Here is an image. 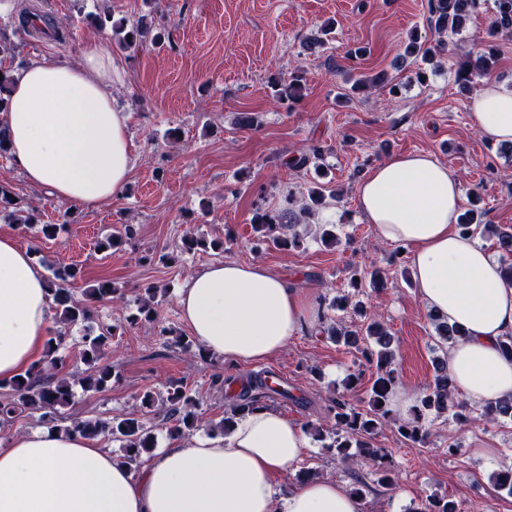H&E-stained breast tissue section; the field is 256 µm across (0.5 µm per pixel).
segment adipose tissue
I'll return each mask as SVG.
<instances>
[{"mask_svg": "<svg viewBox=\"0 0 512 512\" xmlns=\"http://www.w3.org/2000/svg\"><path fill=\"white\" fill-rule=\"evenodd\" d=\"M112 51L84 44L78 64L37 61L15 72L0 116L11 155L29 184L86 208L121 195L135 166L130 115L112 95ZM472 116L493 142H512V89L489 84ZM378 239L404 246L417 293L433 315L463 329L448 349L456 389L473 404L512 397V282L505 262L461 233V183L431 154L396 155L357 188ZM42 266L0 233V383L37 362L50 329ZM181 316L197 341L236 364L261 362L319 320L311 292L260 264L216 262L181 288ZM304 429L272 409L237 417L224 438L163 449L140 473L96 440L49 430L0 445V512H363L336 479L305 480L279 493L275 475L302 460Z\"/></svg>", "mask_w": 512, "mask_h": 512, "instance_id": "adipose-tissue-1", "label": "adipose tissue"}]
</instances>
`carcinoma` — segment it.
<instances>
[{"label": "carcinoma", "instance_id": "1", "mask_svg": "<svg viewBox=\"0 0 512 512\" xmlns=\"http://www.w3.org/2000/svg\"><path fill=\"white\" fill-rule=\"evenodd\" d=\"M480 0H428V16L426 25L429 30L441 35L449 31L459 32L463 29L466 17L479 6ZM94 20L100 25H110L112 31L119 35V42L128 48L140 46L152 40L157 42L160 36H150V26L139 19L130 22L126 19L114 20L112 13L105 11L94 15ZM492 26L501 33H512V0H493ZM407 56L421 57L431 61L437 56L434 48L414 38L406 46ZM13 84V71L0 68V112L9 108L10 93ZM270 87L280 100L286 99L297 102L303 96L301 79L293 76L290 80L273 78ZM336 198V190L322 186L309 191V202L302 205L300 211L292 208V196L286 197V206L276 210L256 215L257 224L254 232L259 234V240L282 249L298 248L301 245L300 236L293 231L298 224L300 213H307L313 207L321 205L326 198ZM0 214L13 219L20 224H39L38 216L25 200L15 194L0 182ZM459 228L464 233L479 234L483 237H497L499 248L512 252V231L497 229L492 224H483L476 210L470 209L460 217ZM135 238L134 227L127 224L112 234L100 240L97 249L107 251ZM222 243L207 241L202 237L189 234L182 241L185 252L218 248ZM79 270L74 266H63L53 270L49 281L50 296L55 305V319L71 326L92 318L93 305L104 300L112 299L117 288L112 282L105 280L97 283L83 292L84 298L76 299L70 293L68 285L77 279ZM159 288L145 289L138 307V315L132 317L134 323L140 319L155 321L158 318L157 294ZM327 333L336 337V342L352 349L357 358L366 366L376 370V377L370 388L369 409L355 407L349 399L341 394L330 399L328 405V420L332 426L325 429L310 422L303 428L311 435L323 436L328 433V447L336 451V457L346 461L354 456L376 462L384 457L383 449L372 444L373 436L390 418L388 402L390 393L397 383V372L394 368L395 351L391 347L392 339L378 321L372 320L365 327L358 329L339 328L330 326ZM65 342V334L59 333L49 337L45 344L44 357L32 365L21 379H15L6 385L8 392L0 397V420L7 423L32 412H41V417L59 425V429L85 437L99 434L112 437L122 443L123 454L120 460L138 466L142 456L149 454L155 448V437L151 427L147 426L144 416L115 417L109 420H71L61 416L60 409L67 406L72 395V383L77 381L87 390L99 391L112 380L119 379V373L112 366V331L107 329L95 336L89 334L82 337L81 357L88 366L86 373L73 376L65 372V357L59 355ZM268 386L256 375L249 380L248 386L238 395L236 403L225 412L224 419L213 429L226 435L237 415L241 412H253L266 407ZM141 406L152 410L155 405L167 408L169 431L173 436H183L202 427V418L197 412L199 398L181 380L172 381L165 393L157 394L146 391L140 397ZM453 410L455 420L466 422L471 418L473 409L467 402L454 397V387L448 372V362L440 360L435 364V375L429 392L415 407L413 417L401 424L399 430L402 437L418 445H425L429 438L424 421L428 414L438 415ZM480 415L488 420L512 418V398L495 403L488 402L480 407ZM489 480L496 490L512 495V468L500 469L493 472ZM423 512H459L457 502L452 498H432L425 505Z\"/></svg>", "mask_w": 512, "mask_h": 512}]
</instances>
